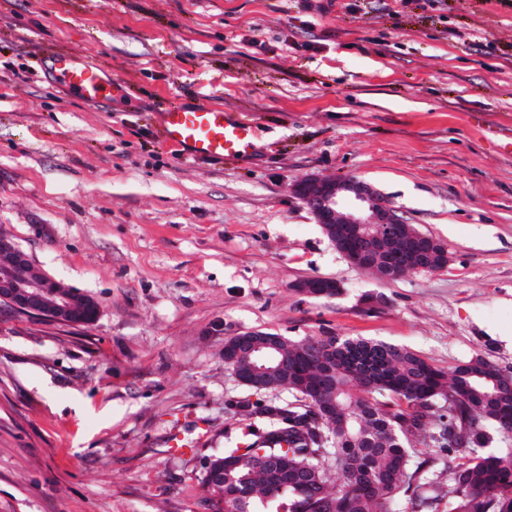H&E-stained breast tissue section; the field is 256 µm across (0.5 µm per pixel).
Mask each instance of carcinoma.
Returning a JSON list of instances; mask_svg holds the SVG:
<instances>
[{
    "mask_svg": "<svg viewBox=\"0 0 512 512\" xmlns=\"http://www.w3.org/2000/svg\"><path fill=\"white\" fill-rule=\"evenodd\" d=\"M287 404L231 401L258 418L247 439L210 456L224 480H204L211 512H512V455L481 454L490 431L512 432V375L479 357L444 372L381 341L306 336L282 343ZM431 443L435 459L414 446ZM276 457L269 472L260 456Z\"/></svg>",
    "mask_w": 512,
    "mask_h": 512,
    "instance_id": "obj_1",
    "label": "carcinoma"
}]
</instances>
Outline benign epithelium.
Returning <instances> with one entry per match:
<instances>
[{
	"instance_id": "benign-epithelium-1",
	"label": "benign epithelium",
	"mask_w": 512,
	"mask_h": 512,
	"mask_svg": "<svg viewBox=\"0 0 512 512\" xmlns=\"http://www.w3.org/2000/svg\"><path fill=\"white\" fill-rule=\"evenodd\" d=\"M293 193L310 210L328 239L353 266L372 269L384 280H394L411 271L426 270L439 256H448L439 239L416 231L402 236L408 223L399 210L371 184L356 177H306L293 185ZM0 263L7 267L0 276V305L33 319L63 325H87L99 314L94 297L81 293L38 269L32 258L12 238L0 234ZM337 287L336 281L310 277L295 284L300 292L321 297ZM256 331L232 336L225 344V364L235 378L256 392L269 389L266 367L238 368L240 358L263 348L249 337Z\"/></svg>"
}]
</instances>
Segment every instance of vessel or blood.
<instances>
[{"label": "vessel or blood", "instance_id": "b4317fda", "mask_svg": "<svg viewBox=\"0 0 512 512\" xmlns=\"http://www.w3.org/2000/svg\"><path fill=\"white\" fill-rule=\"evenodd\" d=\"M46 61L55 79L66 84L75 95L111 103L112 82L97 68L78 56L63 53L48 55ZM162 127L169 145L200 158L235 156L251 145V126L220 107L198 104L169 109Z\"/></svg>", "mask_w": 512, "mask_h": 512}]
</instances>
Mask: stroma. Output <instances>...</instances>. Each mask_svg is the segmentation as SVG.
<instances>
[{
	"instance_id": "1",
	"label": "stroma",
	"mask_w": 512,
	"mask_h": 512,
	"mask_svg": "<svg viewBox=\"0 0 512 512\" xmlns=\"http://www.w3.org/2000/svg\"><path fill=\"white\" fill-rule=\"evenodd\" d=\"M201 103L251 124L245 153L164 142L163 112ZM510 141L501 0H0V233L100 303L76 326L0 308V512H209L204 461L248 424L229 402L292 399L225 365L243 331L512 372ZM310 176L370 183L450 264L355 268L291 191ZM313 276L339 294L295 290ZM55 79L82 98L112 102V81L76 55L53 53L44 58Z\"/></svg>"
}]
</instances>
